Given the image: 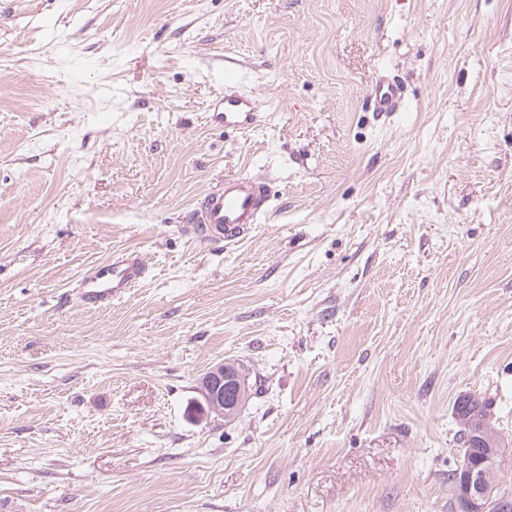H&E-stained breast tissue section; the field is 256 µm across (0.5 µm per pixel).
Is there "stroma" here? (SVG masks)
Returning a JSON list of instances; mask_svg holds the SVG:
<instances>
[{
	"label": "stroma",
	"mask_w": 512,
	"mask_h": 512,
	"mask_svg": "<svg viewBox=\"0 0 512 512\" xmlns=\"http://www.w3.org/2000/svg\"><path fill=\"white\" fill-rule=\"evenodd\" d=\"M243 173L268 215L198 237ZM468 393L512 441V0H0V512H459ZM238 83V70L231 66L224 68V110L215 114L224 127H246L259 121L255 101L237 91ZM402 92V85L396 81L379 86L373 99L375 112H397L400 108ZM269 187L260 174L224 177L195 203L188 223L215 242L242 239L269 211ZM144 256L135 249L124 250L112 261L89 267L80 276V293L84 304L99 306L125 296L145 277ZM246 385L240 367L219 363L201 376L198 389L209 412L227 417L239 410Z\"/></svg>",
	"instance_id": "obj_1"
}]
</instances>
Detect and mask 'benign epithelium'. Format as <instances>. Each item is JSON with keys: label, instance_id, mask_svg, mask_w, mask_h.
Returning a JSON list of instances; mask_svg holds the SVG:
<instances>
[{"label": "benign epithelium", "instance_id": "1", "mask_svg": "<svg viewBox=\"0 0 512 512\" xmlns=\"http://www.w3.org/2000/svg\"><path fill=\"white\" fill-rule=\"evenodd\" d=\"M246 385L247 378L240 367L219 363L201 376L198 389L209 412L227 417L239 410ZM465 401L472 412L458 417L459 424L468 430L477 447L486 449L487 457L475 462L467 456L462 459L454 491L460 512H486L487 502L499 491L494 480L497 468L487 467L486 462L490 458L502 461L512 454V449L506 446L493 423L491 410L483 406L480 397L470 394Z\"/></svg>", "mask_w": 512, "mask_h": 512}]
</instances>
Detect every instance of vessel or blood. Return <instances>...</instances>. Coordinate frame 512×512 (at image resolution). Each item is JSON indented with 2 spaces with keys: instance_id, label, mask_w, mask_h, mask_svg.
Here are the masks:
<instances>
[{
  "instance_id": "1",
  "label": "vessel or blood",
  "mask_w": 512,
  "mask_h": 512,
  "mask_svg": "<svg viewBox=\"0 0 512 512\" xmlns=\"http://www.w3.org/2000/svg\"><path fill=\"white\" fill-rule=\"evenodd\" d=\"M236 68L224 70V109L215 118L228 127H246L259 120L254 100L237 90ZM403 88L399 82L380 86L374 93V109L395 112L400 108ZM269 187L262 175L240 174L225 177L214 189L195 203L188 221L196 232L215 242L242 239L253 224L259 223L269 210ZM146 262L135 249H128L112 260L89 267L80 277L84 304L98 306L125 296L145 277Z\"/></svg>"
}]
</instances>
